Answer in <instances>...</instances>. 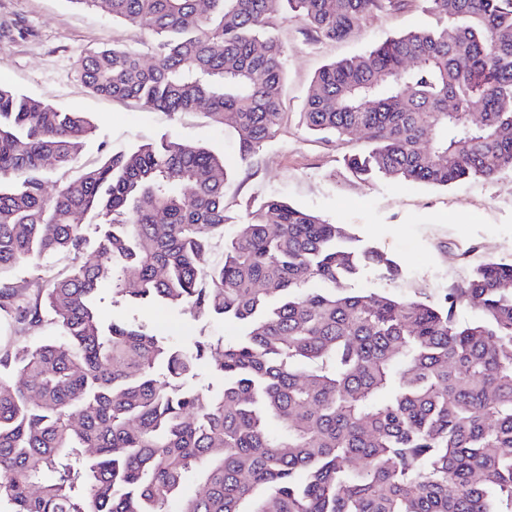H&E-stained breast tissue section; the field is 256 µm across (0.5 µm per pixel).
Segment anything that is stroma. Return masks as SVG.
<instances>
[{
  "label": "stroma",
  "mask_w": 512,
  "mask_h": 512,
  "mask_svg": "<svg viewBox=\"0 0 512 512\" xmlns=\"http://www.w3.org/2000/svg\"><path fill=\"white\" fill-rule=\"evenodd\" d=\"M430 16L410 5L364 25L335 43L307 39L295 18L281 23L278 35L286 54L287 90L278 133L248 161L238 158L231 127L200 112L169 114L146 110L90 93L75 64L94 48L122 44L146 50L147 30L113 22L106 13L71 0H0V84L65 112H83L96 126L67 169L50 167L49 184L76 176L103 153L120 151L167 135L203 145L223 156L234 173L224 191L230 213L244 217L247 204L279 197L332 224L346 225L358 246L386 253L399 276L365 265L342 281L341 292H377L441 300L472 265L491 258L512 264V171L475 178L459 188L395 183L385 178L362 182L352 176L344 157L362 151L363 140L325 141L300 119L303 98L316 70L330 60L363 52L386 37L431 24ZM103 320L134 319L180 341L197 334L236 338L239 324L195 320L190 313L156 305L143 312L112 303L104 293L98 304Z\"/></svg>",
  "instance_id": "stroma-1"
}]
</instances>
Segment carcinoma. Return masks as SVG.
<instances>
[{
	"instance_id": "1",
	"label": "carcinoma",
	"mask_w": 512,
	"mask_h": 512,
	"mask_svg": "<svg viewBox=\"0 0 512 512\" xmlns=\"http://www.w3.org/2000/svg\"><path fill=\"white\" fill-rule=\"evenodd\" d=\"M412 1L435 24L324 64L304 125L363 136L348 158L362 181L461 186L512 169V0H70L152 35L150 61L114 44L76 74L99 96L231 120L245 161L283 119L277 21L334 42ZM95 131L0 85V318L59 334L0 352L9 512H512V264L483 260L438 302L338 294L366 264L397 266L277 197L225 235L229 172L205 147L163 136L46 194L47 161L69 166ZM217 236L224 263L205 268ZM58 253L73 264L32 298L7 278ZM105 288L245 332L177 343L105 325ZM473 301L478 319L457 322Z\"/></svg>"
}]
</instances>
